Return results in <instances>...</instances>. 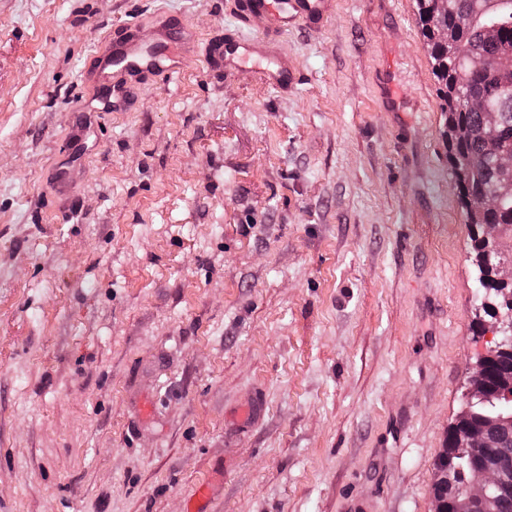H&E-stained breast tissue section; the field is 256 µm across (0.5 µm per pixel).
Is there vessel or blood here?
Listing matches in <instances>:
<instances>
[{
    "mask_svg": "<svg viewBox=\"0 0 512 512\" xmlns=\"http://www.w3.org/2000/svg\"><path fill=\"white\" fill-rule=\"evenodd\" d=\"M327 5L328 0H238V22L257 28L258 36H227L223 49L210 55L209 62L227 69L248 63L261 80L283 90L295 87L297 68L280 54L276 38L293 23L320 29ZM198 51L196 33L178 19L162 20L150 47L144 45L137 27L128 26L121 37L113 39L111 49L97 58L96 99L105 105L131 104L142 77L172 76L194 60Z\"/></svg>",
    "mask_w": 512,
    "mask_h": 512,
    "instance_id": "vessel-or-blood-1",
    "label": "vessel or blood"
}]
</instances>
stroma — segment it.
<instances>
[{
    "mask_svg": "<svg viewBox=\"0 0 512 512\" xmlns=\"http://www.w3.org/2000/svg\"><path fill=\"white\" fill-rule=\"evenodd\" d=\"M227 0H0V512H434L491 332L415 0H332L300 81L195 59L52 173L113 29ZM395 105L384 109L382 85Z\"/></svg>",
    "mask_w": 512,
    "mask_h": 512,
    "instance_id": "35a3bbf8",
    "label": "stroma"
}]
</instances>
